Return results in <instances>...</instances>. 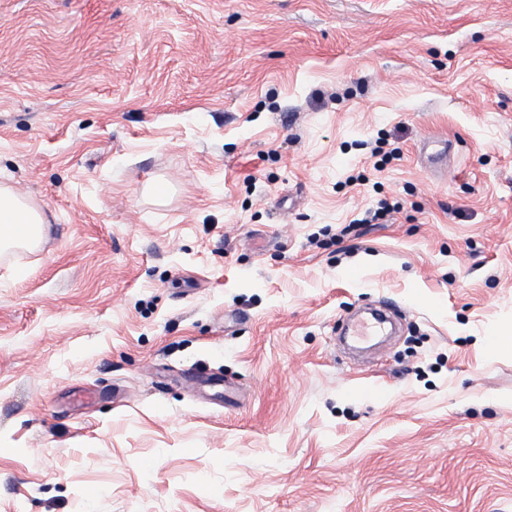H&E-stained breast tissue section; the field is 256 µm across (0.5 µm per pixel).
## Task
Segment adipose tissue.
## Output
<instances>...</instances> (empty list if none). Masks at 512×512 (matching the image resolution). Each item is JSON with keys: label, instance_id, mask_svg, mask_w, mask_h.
<instances>
[{"label": "adipose tissue", "instance_id": "adipose-tissue-1", "mask_svg": "<svg viewBox=\"0 0 512 512\" xmlns=\"http://www.w3.org/2000/svg\"><path fill=\"white\" fill-rule=\"evenodd\" d=\"M45 219L28 205L23 196L10 187H0V249L24 247L41 234Z\"/></svg>", "mask_w": 512, "mask_h": 512}]
</instances>
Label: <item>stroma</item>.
Wrapping results in <instances>:
<instances>
[{"label":"stroma","instance_id":"stroma-1","mask_svg":"<svg viewBox=\"0 0 512 512\" xmlns=\"http://www.w3.org/2000/svg\"><path fill=\"white\" fill-rule=\"evenodd\" d=\"M2 185L0 512H512V0H0ZM43 215L8 186L0 187V249L24 247L41 234ZM397 209L396 205H391L387 202V200H380L378 203V207L375 209L369 208L364 211V215L361 219H357L354 221L355 223L344 225L340 229L341 234L348 235L354 231V227L356 224H375L379 223L380 220L385 219L392 212Z\"/></svg>","mask_w":512,"mask_h":512}]
</instances>
